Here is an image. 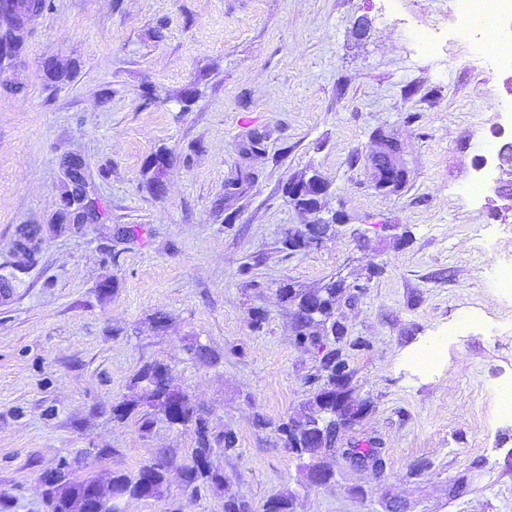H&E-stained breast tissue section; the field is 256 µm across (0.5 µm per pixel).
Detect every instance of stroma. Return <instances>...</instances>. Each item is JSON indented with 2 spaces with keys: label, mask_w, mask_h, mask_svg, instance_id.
Returning a JSON list of instances; mask_svg holds the SVG:
<instances>
[{
  "label": "stroma",
  "mask_w": 512,
  "mask_h": 512,
  "mask_svg": "<svg viewBox=\"0 0 512 512\" xmlns=\"http://www.w3.org/2000/svg\"><path fill=\"white\" fill-rule=\"evenodd\" d=\"M417 26L439 29L437 54L413 41ZM454 31L448 0H47L21 52L0 59V280L13 286L0 299V512H49L40 480L62 461L81 480L161 453L162 496L126 512H224L230 495L261 512L288 494L293 512H512V418L499 414L512 295L484 274L512 263V223L490 188L473 203L456 193L479 174L480 144L499 148L512 125L497 111L512 105V66L488 72ZM380 128L409 168L387 195L367 173ZM159 151L158 194L145 167ZM75 157L94 224L56 220ZM312 172L345 225L288 251L311 217L283 187ZM23 224L40 228L30 267L14 255ZM336 277L361 286L338 317L370 342L352 396L371 408L345 440L374 441L386 467L336 453L316 486L278 432L319 367L295 346L280 290ZM469 315L478 324L449 337L441 363L410 365ZM155 362L213 434L236 432V452L213 456L223 487L184 492L191 429L114 419Z\"/></svg>",
  "instance_id": "1"
}]
</instances>
